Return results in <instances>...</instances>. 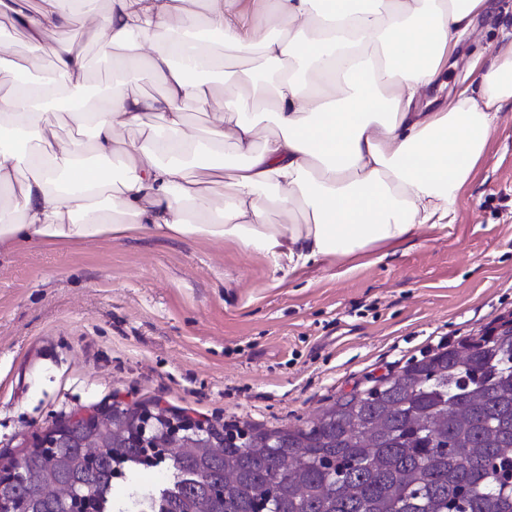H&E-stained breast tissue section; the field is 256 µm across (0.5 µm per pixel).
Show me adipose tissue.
Returning <instances> with one entry per match:
<instances>
[{
	"mask_svg": "<svg viewBox=\"0 0 512 512\" xmlns=\"http://www.w3.org/2000/svg\"><path fill=\"white\" fill-rule=\"evenodd\" d=\"M230 2L205 0L200 17L186 0H109L103 12L79 0H36L28 40L49 49L74 104L50 112L46 92L12 84V64L0 57V81L11 84L0 95V190L10 195L0 206V248L146 235L229 239L292 274L447 227L512 107V31L469 83L449 93L443 82L493 0H370L364 12L353 0H275L246 34L230 21ZM78 11L125 75L95 105L82 96L81 50L43 41ZM202 25L241 54L261 50L270 73L247 82L203 138L180 105H208L194 75L216 54L173 37ZM142 60L165 85L163 96L130 91ZM431 92L447 98L440 111L422 106ZM150 115L160 124H145ZM57 123L71 131L59 143L49 136ZM131 128L143 139L129 148L117 133ZM226 144L237 164L226 161ZM113 160L123 167L118 182ZM218 181L220 208L210 196ZM271 204L282 223L268 222Z\"/></svg>",
	"mask_w": 512,
	"mask_h": 512,
	"instance_id": "adipose-tissue-1",
	"label": "adipose tissue"
}]
</instances>
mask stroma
<instances>
[{
    "instance_id": "35a3bbf8",
    "label": "stroma",
    "mask_w": 512,
    "mask_h": 512,
    "mask_svg": "<svg viewBox=\"0 0 512 512\" xmlns=\"http://www.w3.org/2000/svg\"><path fill=\"white\" fill-rule=\"evenodd\" d=\"M512 0L462 44L487 63ZM260 54L224 53L208 126ZM512 319V120L503 119L448 228L345 264L277 277L233 242L99 239L0 252V460L35 431L119 401L198 420L297 427L316 410L408 362Z\"/></svg>"
}]
</instances>
